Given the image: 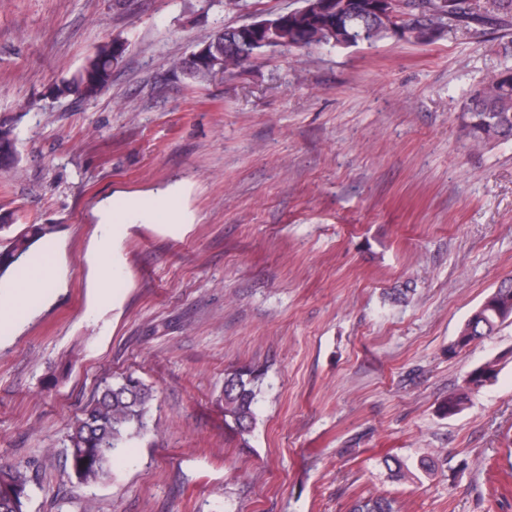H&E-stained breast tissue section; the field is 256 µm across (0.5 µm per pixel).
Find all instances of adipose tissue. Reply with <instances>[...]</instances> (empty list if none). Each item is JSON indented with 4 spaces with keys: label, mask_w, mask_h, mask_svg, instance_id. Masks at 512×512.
Listing matches in <instances>:
<instances>
[{
    "label": "adipose tissue",
    "mask_w": 512,
    "mask_h": 512,
    "mask_svg": "<svg viewBox=\"0 0 512 512\" xmlns=\"http://www.w3.org/2000/svg\"><path fill=\"white\" fill-rule=\"evenodd\" d=\"M185 214L174 192H146L129 194L119 192L102 209L103 225L119 224H182ZM58 273L55 255L46 254L26 263L17 276L10 295L0 297V327L14 328L17 315L43 288L51 286Z\"/></svg>",
    "instance_id": "1"
}]
</instances>
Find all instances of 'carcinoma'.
<instances>
[{"label":"carcinoma","mask_w":512,"mask_h":512,"mask_svg":"<svg viewBox=\"0 0 512 512\" xmlns=\"http://www.w3.org/2000/svg\"><path fill=\"white\" fill-rule=\"evenodd\" d=\"M447 15V27L483 33L490 29L507 37L512 34V0H421ZM364 12L351 15L336 9V0H305L295 11L263 18L254 30L256 40L284 48L317 45L348 46L351 32L365 33L368 43L396 34L409 24L400 16H385L381 0H362ZM226 26L196 47L191 57L176 59L171 68L191 79L207 82L220 74L243 66L254 55L241 47H226ZM128 43L113 38L95 47L83 66L59 81L50 95L85 101L104 92L112 82V70L123 59ZM462 131L476 146L512 140V68H505L483 82L463 103ZM18 162L13 130L0 126V170L12 169ZM55 230L51 224H29L0 245V277L21 261L30 248ZM512 318V276L503 278L497 288L472 312L460 331L462 346L490 335ZM496 376L495 364L475 368L461 392L448 397L444 410H461L469 394L478 391ZM264 373L251 366L240 367L224 378V422L240 436L251 432L257 417V403ZM155 400L153 388L133 375L104 381L100 394L76 417L67 435V456L75 477L83 484L96 485L110 477L114 451L150 430L149 412ZM30 477L27 466L0 468V512H27ZM394 500L384 496L358 498L351 512H396Z\"/></svg>","instance_id":"carcinoma-1"}]
</instances>
